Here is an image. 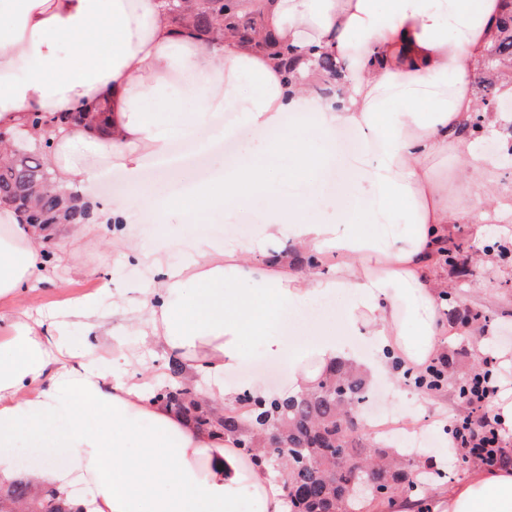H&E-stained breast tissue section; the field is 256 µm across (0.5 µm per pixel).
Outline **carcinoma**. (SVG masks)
<instances>
[{"label": "carcinoma", "instance_id": "1", "mask_svg": "<svg viewBox=\"0 0 512 512\" xmlns=\"http://www.w3.org/2000/svg\"><path fill=\"white\" fill-rule=\"evenodd\" d=\"M177 23L193 27L210 38L229 27L245 34L257 33L253 16L233 12L232 0H202L190 6L187 0H168ZM512 79V9L500 22L493 47L479 64L475 91L476 114L469 128L474 138L484 136L482 113L512 111V99L498 96L496 85ZM51 174L32 152H15L0 161V204L17 212L25 224H76L87 219L80 193L71 188H50ZM172 383L161 395L175 412L198 427L233 442L252 460L273 467L283 479L289 512H378L400 494L416 497L417 512H430L423 498L432 480L448 478L407 451H398L389 441L375 442L363 426L360 407L369 398L368 386L356 371L343 365L325 374L307 393L286 400H253L219 415L202 403L194 387L180 382L183 364L171 359ZM486 371L457 366L455 354H443L433 368L404 374L417 389L437 392L454 390L459 400L473 405L474 392ZM70 512L51 491L33 492L30 480L20 477L0 487V512Z\"/></svg>", "mask_w": 512, "mask_h": 512}]
</instances>
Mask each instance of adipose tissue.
<instances>
[{
  "mask_svg": "<svg viewBox=\"0 0 512 512\" xmlns=\"http://www.w3.org/2000/svg\"><path fill=\"white\" fill-rule=\"evenodd\" d=\"M262 34L293 50L297 79L271 51L225 32L201 41L175 26L166 0H0V133L40 152L56 184L81 185L91 217L46 229L0 206V484L18 475L20 449L36 487L73 512H287L271 469L243 468L229 441L195 427L158 399L164 365L132 371L134 350L181 357L185 383L212 406L312 389L347 362L363 376L401 379L448 345L445 282L430 275L452 224L512 216V189L493 185L491 161L458 130L473 119L474 74L493 45L502 0H239ZM457 27L461 36L450 39ZM332 54L340 74L328 94L313 57ZM179 84L188 102L172 99ZM72 122L32 126L31 113ZM274 132L264 155L241 146L211 177L185 172L172 200L142 187L144 170L194 142L207 117ZM357 130L363 150L346 156L337 129ZM456 149L466 159L464 202L449 212L433 164ZM131 191L115 200L94 189L112 169ZM346 173L324 209L326 172ZM262 203L258 233L228 244L193 235L180 261L133 231L141 219L166 226L184 212H231ZM407 211L403 230L383 221ZM93 238L141 268L140 288L100 280L96 292L50 311L29 292L55 284L74 244ZM119 299L103 313L106 295ZM85 337L73 341L69 322ZM138 336L137 348L125 340ZM358 336L370 358L351 351ZM288 360V379L232 383L252 363L253 343ZM61 448L69 467L47 451ZM441 512H512V467L471 469L440 491Z\"/></svg>",
  "mask_w": 512,
  "mask_h": 512,
  "instance_id": "1",
  "label": "adipose tissue"
}]
</instances>
